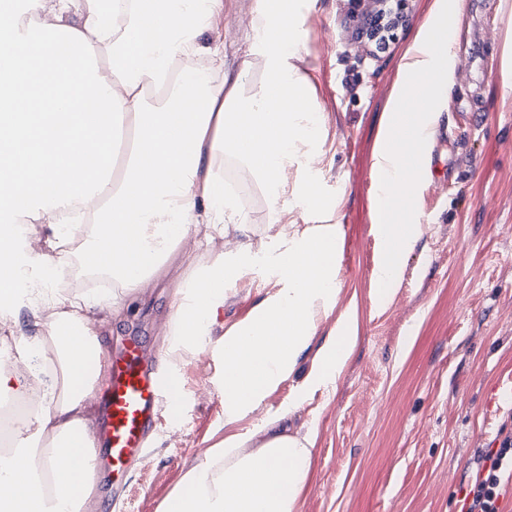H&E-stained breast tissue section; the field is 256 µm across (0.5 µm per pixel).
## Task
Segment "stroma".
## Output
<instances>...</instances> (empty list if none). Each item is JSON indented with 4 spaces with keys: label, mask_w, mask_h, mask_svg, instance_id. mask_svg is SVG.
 Masks as SVG:
<instances>
[{
    "label": "stroma",
    "mask_w": 512,
    "mask_h": 512,
    "mask_svg": "<svg viewBox=\"0 0 512 512\" xmlns=\"http://www.w3.org/2000/svg\"><path fill=\"white\" fill-rule=\"evenodd\" d=\"M254 0H224L204 41L224 45V66L245 50ZM503 0H460L458 74L428 149V180L416 200L422 234L400 286L382 306L371 301L380 244L372 231V161L401 53L427 0H405V21L384 49L358 38L364 7L317 0L303 20L298 65L321 109L324 139L312 177L339 206L338 297L320 319L314 348L269 394L263 410L286 407L310 371L315 347L341 312L356 316L358 342L334 387L317 391L287 418L312 435L308 485L297 512H460L483 455L512 420V397L498 386L512 375V87L501 83L500 48L512 11ZM219 246L187 243L163 276L126 297L127 315L103 345L117 354L128 337L146 354L165 349L178 283ZM276 286L255 268L224 293L204 344L162 360L182 388L150 438V452L128 477L123 512H161L184 466L224 436L221 339ZM204 372H197V361Z\"/></svg>",
    "instance_id": "1"
}]
</instances>
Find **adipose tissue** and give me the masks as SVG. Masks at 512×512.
Returning <instances> with one entry per match:
<instances>
[{
	"instance_id": "obj_1",
	"label": "adipose tissue",
	"mask_w": 512,
	"mask_h": 512,
	"mask_svg": "<svg viewBox=\"0 0 512 512\" xmlns=\"http://www.w3.org/2000/svg\"><path fill=\"white\" fill-rule=\"evenodd\" d=\"M310 0H254L248 48L237 70L224 67L220 44L202 36L223 0H10L0 7L9 65L0 66V266L51 269L63 225L91 234L81 251L88 269L119 281L108 304L122 311L126 293L148 285L175 244L204 229L203 244L242 233L251 215L225 191L219 158L245 168L270 201L275 235L245 243L195 268L176 293L172 346L207 336L224 290L264 254L279 287L224 334V418L259 414L268 394L295 371L318 320L336 306L339 227L336 206L310 180L288 170L318 160L321 126L312 85L296 64L300 20ZM456 36L451 0H431L398 65L373 156V230L382 252L371 279L373 304L400 285L407 254L422 232L415 200L427 175V152L441 103L454 87ZM201 58L207 75L181 67ZM135 140L119 147L126 131ZM292 217H284V210ZM50 225L43 252L6 251L14 224ZM51 330L27 343L45 379L35 430L20 438L0 468V512H87L93 492L84 467L59 469L55 452L82 456L98 424L97 379L87 376L88 340L98 300L53 297ZM357 344L350 313L320 346L288 401L303 405L338 378ZM191 463L162 512H296L310 472V437L283 430V412L260 415Z\"/></svg>"
}]
</instances>
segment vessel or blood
Instances as JSON below:
<instances>
[{
    "label": "vessel or blood",
    "mask_w": 512,
    "mask_h": 512,
    "mask_svg": "<svg viewBox=\"0 0 512 512\" xmlns=\"http://www.w3.org/2000/svg\"><path fill=\"white\" fill-rule=\"evenodd\" d=\"M106 366L110 380L104 398L102 449L82 462L108 473L118 495L128 469L148 452L150 433L172 388L162 366L146 357L138 338L128 339L118 356L108 357Z\"/></svg>",
    "instance_id": "obj_1"
}]
</instances>
